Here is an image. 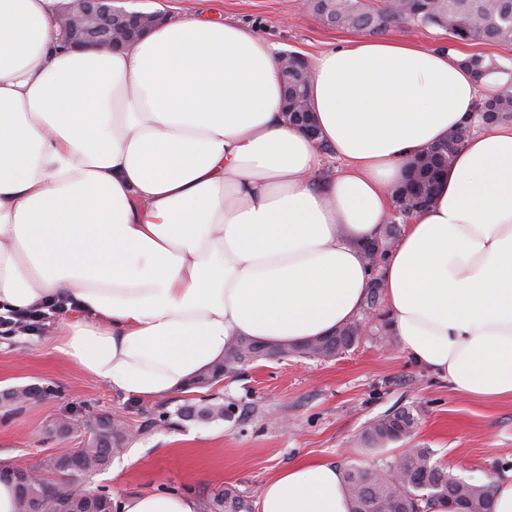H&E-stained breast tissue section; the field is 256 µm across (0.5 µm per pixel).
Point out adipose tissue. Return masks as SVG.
I'll return each mask as SVG.
<instances>
[{
    "instance_id": "obj_1",
    "label": "adipose tissue",
    "mask_w": 512,
    "mask_h": 512,
    "mask_svg": "<svg viewBox=\"0 0 512 512\" xmlns=\"http://www.w3.org/2000/svg\"><path fill=\"white\" fill-rule=\"evenodd\" d=\"M456 48L358 39L314 57L311 139L281 111L280 60L248 26L162 24L114 51L62 41L53 0H0V306L66 297L53 349L113 392L189 391L231 339L300 343L357 319L371 285L405 356L456 393L512 400V123L458 150L379 272L406 161L487 88ZM332 148L341 171L325 173ZM121 512H198L132 493ZM258 512H350L304 460Z\"/></svg>"
}]
</instances>
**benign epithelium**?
<instances>
[{
  "label": "benign epithelium",
  "instance_id": "benign-epithelium-1",
  "mask_svg": "<svg viewBox=\"0 0 512 512\" xmlns=\"http://www.w3.org/2000/svg\"><path fill=\"white\" fill-rule=\"evenodd\" d=\"M116 0H70L57 22L63 40L75 49L112 50L142 37L167 20L153 11L127 10Z\"/></svg>",
  "mask_w": 512,
  "mask_h": 512
}]
</instances>
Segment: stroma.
<instances>
[{
    "instance_id": "35a3bbf8",
    "label": "stroma",
    "mask_w": 512,
    "mask_h": 512,
    "mask_svg": "<svg viewBox=\"0 0 512 512\" xmlns=\"http://www.w3.org/2000/svg\"><path fill=\"white\" fill-rule=\"evenodd\" d=\"M125 7L161 11L172 21L217 10L225 20L254 28L278 52L307 58L356 36L302 13L298 0H127ZM381 319L374 314L372 332L335 359L261 360L212 389L159 403L124 397L83 375L53 350L55 320L32 334L0 337V391L33 383L55 389L36 404L0 408V461L37 468L47 455L81 440L50 434L53 420L109 413L129 425L130 438L90 487L117 499L170 487L192 495L227 488L254 501L267 478L301 460L371 467L406 446L432 449L437 465L471 482L491 483L512 465V400L459 396L446 380L409 361L398 340L382 342L374 333ZM211 393L237 405L233 420L176 421L139 433L150 412L172 411ZM402 408L419 416L413 436L366 449L360 436L371 420Z\"/></svg>"
}]
</instances>
